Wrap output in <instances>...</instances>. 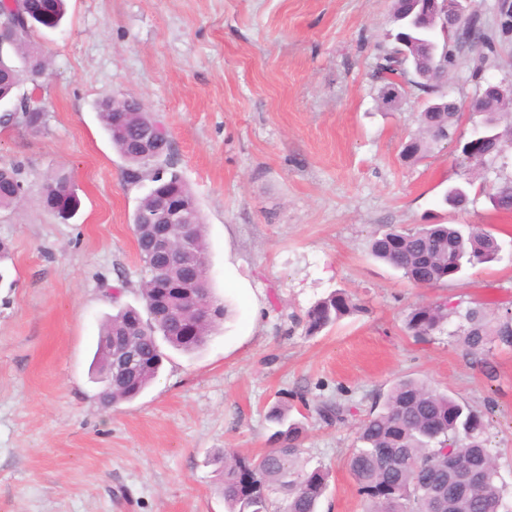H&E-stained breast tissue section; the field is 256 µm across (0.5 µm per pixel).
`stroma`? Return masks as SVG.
<instances>
[{
    "label": "stroma",
    "instance_id": "1",
    "mask_svg": "<svg viewBox=\"0 0 512 512\" xmlns=\"http://www.w3.org/2000/svg\"><path fill=\"white\" fill-rule=\"evenodd\" d=\"M495 3L481 10L497 47L486 76L510 82ZM390 17L391 0H69L64 24L37 35L49 66L21 91L48 125L0 129V166L21 165L27 195L0 211V512H227L224 455L263 454L279 400L304 426L302 461L330 472L320 512H366L348 458L360 422L406 378L481 414L512 512V345L493 342L480 365L457 334L468 309L493 326L512 311V212L481 189L512 175V151L479 173L457 142L402 159L427 97L409 86L396 108L380 102ZM106 98L137 99L166 126L231 309L201 351L166 348L152 384L111 408L89 366L104 316L143 305L132 219L150 184L125 183L97 118ZM57 169L80 200L67 221L38 201ZM454 185L464 208L443 201ZM385 224H478L502 258L419 287L370 256ZM337 289L364 312L306 335L307 309ZM436 302L448 322L412 336L408 313ZM336 400L344 421L316 413Z\"/></svg>",
    "mask_w": 512,
    "mask_h": 512
}]
</instances>
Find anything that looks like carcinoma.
<instances>
[{
	"label": "carcinoma",
	"instance_id": "carcinoma-1",
	"mask_svg": "<svg viewBox=\"0 0 512 512\" xmlns=\"http://www.w3.org/2000/svg\"><path fill=\"white\" fill-rule=\"evenodd\" d=\"M481 4L482 0H474V11L458 20L425 8L419 0H393L394 27L385 34L392 47L379 64L384 87L394 85V78L411 71V83L431 96L419 114L418 135L402 146V157L407 161L417 162L434 145L453 138L465 107L482 116V130L472 131L464 144L463 161L483 168L500 156L503 148L512 147V93H498L490 81L482 78L495 45L494 38L479 25ZM65 15L66 0H0V35L6 48L0 56V68L10 71L6 77L0 76V101L15 99L18 86L43 73L35 34L61 27ZM469 48H485L487 53L471 69L476 91L465 106L446 99L438 88ZM31 108L13 120L5 115L0 123L38 132L46 127L48 115L35 104ZM97 112L112 145L128 163L127 181L151 183L133 216L137 250L145 270L141 299L147 316L129 306L107 316L101 323L93 358L95 372L103 382L110 348L132 334L136 323H142L136 337L143 351L140 366L128 378L114 379L112 386L100 392L103 402L112 405L134 399L157 377L164 354L156 335H162L177 350L195 353L223 323L227 309L214 298L212 306L204 309L186 292V288L195 286L212 293L206 232L196 199L171 158L166 133H158L152 150L146 153L139 146L142 128L148 121L143 108L107 99L97 105ZM22 184L20 167L0 168V210L13 209L23 201ZM169 193L179 195L194 213L187 227L194 244V257L188 264L172 260L159 265L150 247L154 225L147 217ZM488 196L495 208L512 211V176L489 185ZM39 202L63 219L74 217L79 208L71 179L63 171L44 180ZM500 250L490 232L469 224H426L407 230L385 225L374 233L370 244L374 259L421 287L453 282L468 266L497 261ZM359 311L361 305L351 295L335 290L306 311L305 332L309 336L319 334ZM449 316L445 303L420 305L408 314L406 327L416 337L429 336ZM465 320L463 343L476 362L483 363L482 355L491 337L512 344V319L491 328L484 312L473 308L467 311ZM266 419L274 426L272 448L254 458H224L222 494L229 512H318L329 471L321 466L308 469L301 463L304 427L289 419L288 403L275 402ZM483 430L481 416L466 403L419 380L396 383L381 409L360 424L357 445L349 457L350 472L370 512H500L502 492ZM459 448L467 450L470 464L482 473L478 482L461 492L448 476V453Z\"/></svg>",
	"mask_w": 512,
	"mask_h": 512
}]
</instances>
